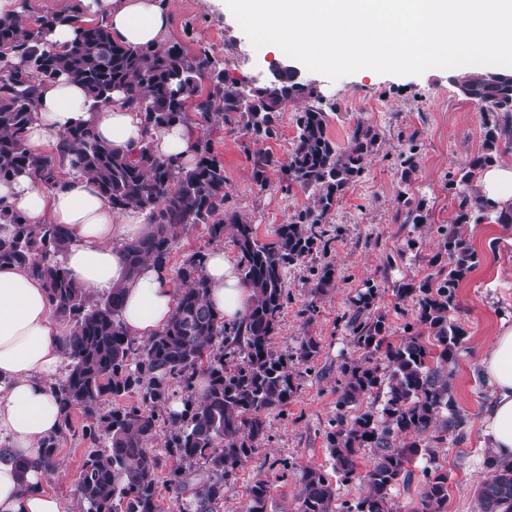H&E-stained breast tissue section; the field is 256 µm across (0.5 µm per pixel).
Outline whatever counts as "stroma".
Wrapping results in <instances>:
<instances>
[{
	"mask_svg": "<svg viewBox=\"0 0 512 512\" xmlns=\"http://www.w3.org/2000/svg\"><path fill=\"white\" fill-rule=\"evenodd\" d=\"M171 42L193 52L212 48L227 77L252 76L267 70L276 54L254 47L225 0H176L171 12ZM462 67L432 68L414 76L359 71L337 79L304 71L315 82L328 115L327 133L338 147H347L357 120H365L381 135L365 170L344 193L333 211L328 231L335 237L326 253L291 267L285 277L290 294L272 345L294 351L304 337H315L319 352L313 361L294 364L300 389L286 411L267 420L268 439L237 468L224 489L218 512H245L246 488L262 478L271 484L267 512H294L303 469L328 467L324 435L336 414V387L343 362L359 358L342 317L365 282L378 285L375 313L385 315L395 336L414 323L413 301L396 303L392 285L422 280L437 271L432 259L440 250V229L454 215L456 202L448 191L451 175L482 148L484 115L465 100L453 83ZM303 102L282 112L278 134L256 139L243 129L221 122L199 127L210 139L224 165L228 209L251 217L261 240H272L280 224L309 203L307 193L285 190L277 172L266 185L252 178L256 151L287 162L295 135V116ZM415 147L417 164L409 182H401L398 156ZM424 199L426 224L401 223L398 214L406 198ZM468 232L479 264L456 291L454 314L464 330L457 362L450 376L457 411L466 419L464 438L449 437L436 462L448 473V512H475V493L486 473V451L479 446V428L490 390L478 364L479 348L492 336L501 315H512V224H473ZM331 265L335 279L327 292L313 295L310 266ZM314 317H306L307 305ZM89 441L68 438L57 453L49 487L79 512L78 484Z\"/></svg>",
	"mask_w": 512,
	"mask_h": 512,
	"instance_id": "obj_1",
	"label": "stroma"
}]
</instances>
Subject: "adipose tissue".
Segmentation results:
<instances>
[{
    "label": "adipose tissue",
    "instance_id": "adipose-tissue-1",
    "mask_svg": "<svg viewBox=\"0 0 512 512\" xmlns=\"http://www.w3.org/2000/svg\"><path fill=\"white\" fill-rule=\"evenodd\" d=\"M86 18L106 17L113 38L124 45L160 47L169 38L170 14L159 0H81ZM78 122L93 125L98 137L123 153L150 139L156 154L177 165L192 163L195 125L179 123L144 130L134 108L114 103L91 110L83 86L59 79L40 85L38 108L26 133L29 150L43 154ZM477 188L504 208L512 205V163L494 164L479 175ZM0 197L29 224H60L70 235L62 262L69 278L95 294L124 289L121 320L130 335L148 338L175 312L177 291L167 273L145 265L130 276L126 243L149 231L143 215L129 208L112 209L96 183L65 175L56 188L45 189L31 174H19L0 185ZM208 303L234 321L244 316L251 291L236 263L223 248L205 258ZM64 333L55 319L41 281L25 269L0 266V431L9 438L8 455L0 459V512H67L47 487L49 473L35 464L42 440L58 427L59 405L50 385L64 360ZM491 401L480 422L487 448L504 465H512V319L499 326L480 354Z\"/></svg>",
    "mask_w": 512,
    "mask_h": 512
}]
</instances>
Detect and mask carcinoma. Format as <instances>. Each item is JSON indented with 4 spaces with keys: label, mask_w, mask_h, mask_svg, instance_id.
I'll return each mask as SVG.
<instances>
[{
    "label": "carcinoma",
    "mask_w": 512,
    "mask_h": 512,
    "mask_svg": "<svg viewBox=\"0 0 512 512\" xmlns=\"http://www.w3.org/2000/svg\"><path fill=\"white\" fill-rule=\"evenodd\" d=\"M69 23L74 37L56 44L47 39L55 26ZM509 72L472 71L465 98L486 107L481 153L448 180V192L457 210L441 229L440 251L433 259H448V274L439 282L428 278L417 284L394 286L397 301L415 300L419 325L428 331L389 339L385 317L372 311L379 287L368 283L351 300L343 316L354 346L362 356L340 367L336 389V416L325 434L330 470L305 468L299 477L297 512H395L393 491L411 483L407 468L419 456L434 458L436 445L448 432L461 430L465 419L457 412L449 382L463 332L454 323L455 292L459 282L477 264L468 226L490 217V204L478 191V174L512 149V80ZM66 78L85 87L93 109L123 102L134 105L145 131L176 123L208 124L222 119L263 139L276 135V123L288 104L307 105L296 119L297 135L288 163L279 164L268 152L253 158V178L267 184L269 172L280 173L290 189L310 193V203L280 225L276 240L265 243L251 219L226 208L224 165L211 142L199 138L196 159L186 166L158 158L145 139L126 156L98 139L87 123L74 124L55 153L36 155L26 144V131L38 107L39 85ZM250 78L224 77V69L208 47L190 53L173 44L131 48L112 38L106 19L85 21L79 12L46 15L35 23L19 15L0 16V182L28 171L51 190L68 170L91 178L112 209L139 210L150 232L124 246L131 274L149 263L171 270L173 246L190 227L203 224L212 240L232 231L239 251L243 282L252 290L248 310L239 322L227 324L207 303L205 252L198 250L174 270L183 288L168 324L139 343L123 327V288L94 299L67 275L61 257L70 243L59 224L31 225L0 200V225L12 231L0 237V265L28 268L46 288L54 314L66 324L65 375L51 384L59 401L57 431L40 445L36 464L51 470L58 448L76 435L73 415L86 424L82 437L95 445L85 457L78 491L82 512H163L155 483L169 467L170 486L186 487L184 463L202 460L206 479L194 488V512H214L224 500L237 466L267 439V418L281 412L297 395L294 362H307L318 352V342L305 337L296 352L272 348L290 295L285 270L313 251H327L330 240L321 225L329 223L346 189L365 170L380 134L359 120L340 149L329 138L327 116L316 87L279 70L261 85L249 109L240 97ZM403 223H426L424 200L405 201ZM334 269L325 264L311 292L324 293ZM206 379L202 396L196 380ZM184 392V409L167 413L173 386ZM383 397L379 410L350 415V409L368 397ZM172 426L165 441L168 457L151 444L160 428ZM370 453L363 462L362 451ZM486 476L476 497L478 512H512V467L486 457ZM357 484L362 493L343 500L339 491ZM271 484L265 479L247 488L248 512H266ZM448 473L432 465L423 471V485L414 512H445Z\"/></svg>",
    "instance_id": "1"
}]
</instances>
